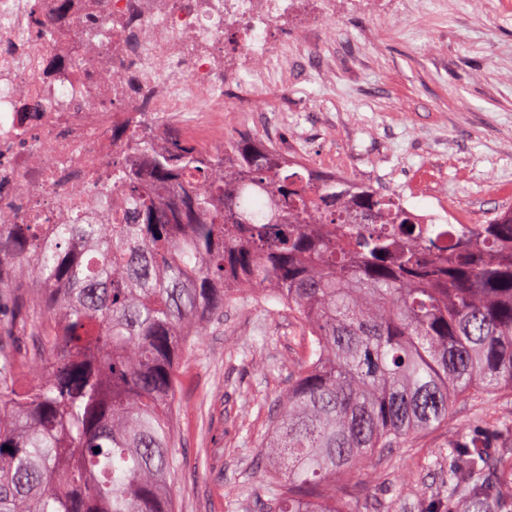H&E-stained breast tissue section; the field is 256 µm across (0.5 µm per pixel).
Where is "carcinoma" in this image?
Returning <instances> with one entry per match:
<instances>
[{"label": "carcinoma", "instance_id": "carcinoma-1", "mask_svg": "<svg viewBox=\"0 0 512 512\" xmlns=\"http://www.w3.org/2000/svg\"><path fill=\"white\" fill-rule=\"evenodd\" d=\"M112 55L91 15L47 25ZM127 143L59 224L0 209V336L40 320L37 378L0 345V512H174L175 364L254 288L313 346L280 395L284 471L262 512H356L331 481L448 422L463 394L512 393V209L442 229L399 195L241 133L215 152L125 109ZM140 162L155 182L134 179ZM448 440L435 512H512V413ZM10 446L13 451L4 449Z\"/></svg>", "mask_w": 512, "mask_h": 512}]
</instances>
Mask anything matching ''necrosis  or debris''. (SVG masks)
Wrapping results in <instances>:
<instances>
[{
	"mask_svg": "<svg viewBox=\"0 0 512 512\" xmlns=\"http://www.w3.org/2000/svg\"><path fill=\"white\" fill-rule=\"evenodd\" d=\"M88 0H0V71L11 81H0V206L17 223L39 213L43 223H54L69 204L72 186L88 184L90 173L112 156V130L123 115L100 107L102 84L120 75L126 104L141 108L163 125L178 124L196 133L198 100L206 98L212 112L224 109L223 77L210 84L197 82L200 73H213L212 58L196 60L186 69L178 53L180 43L219 39L225 30L247 32L241 47L251 55L250 76L254 102L262 104L270 74L288 82L296 69V54H270L262 31L280 19L290 0H224L222 10L173 11L160 0H100L103 30L114 16L131 15L121 33V51L105 63L93 59L75 62L51 42L34 50L23 47L22 35L37 21L64 18L79 23ZM68 101L64 112H48L49 94Z\"/></svg>",
	"mask_w": 512,
	"mask_h": 512,
	"instance_id": "obj_1",
	"label": "necrosis or debris"
}]
</instances>
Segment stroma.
Segmentation results:
<instances>
[{"label":"stroma","instance_id":"obj_1","mask_svg":"<svg viewBox=\"0 0 512 512\" xmlns=\"http://www.w3.org/2000/svg\"><path fill=\"white\" fill-rule=\"evenodd\" d=\"M324 20L336 41L316 52H342L340 65L272 81L258 112L241 107L250 57L207 47L226 69L224 113L209 117L218 136L289 149L322 173L398 193L420 215L465 209L481 224L512 207V0H301L266 38L293 49ZM306 352L287 307L249 294L192 338L177 361L176 512H258L276 471L255 448ZM511 411L505 393L460 397L446 424L337 475L336 490L359 512H429L449 437Z\"/></svg>","mask_w":512,"mask_h":512}]
</instances>
